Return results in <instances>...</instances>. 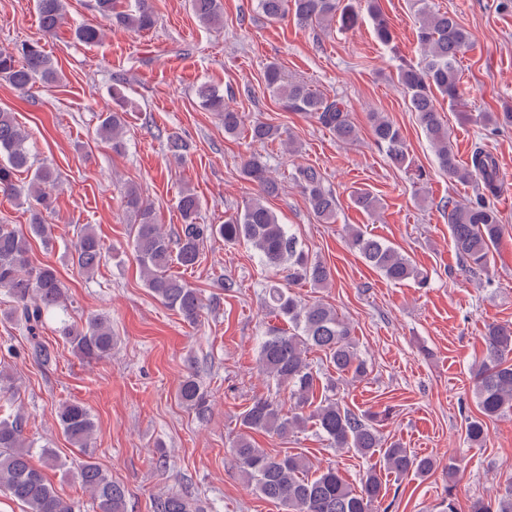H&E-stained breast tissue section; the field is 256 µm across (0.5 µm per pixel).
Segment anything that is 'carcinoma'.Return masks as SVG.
Segmentation results:
<instances>
[{
	"label": "carcinoma",
	"mask_w": 512,
	"mask_h": 512,
	"mask_svg": "<svg viewBox=\"0 0 512 512\" xmlns=\"http://www.w3.org/2000/svg\"><path fill=\"white\" fill-rule=\"evenodd\" d=\"M198 19L206 25L221 23L220 0H189ZM419 16L416 32L422 59L419 65H402L397 80L410 111L431 143L439 168L448 177L477 185L473 199L448 202V230L457 255L468 271L486 272L502 237L500 215L493 200L502 182L498 162L481 146L472 151L470 163L457 159L453 142L436 106L437 98L449 104L459 100L458 62L468 52L471 34L455 17L432 8L429 0H414ZM94 9L102 22L80 24L74 30L76 39L85 45L103 40L112 25L144 32L156 27L158 17L152 0H94ZM257 10L270 21L286 14L293 15L301 27L322 26L340 21L350 28L358 20L348 0H257ZM367 10L374 22L377 39L384 45L393 40L392 30L377 6L368 0ZM36 11L43 32L51 34L65 23L63 0H36ZM0 78L20 92L37 83L59 81L53 59L38 41H21L12 48H0ZM267 88L292 112H303L315 118L337 139L354 142L358 138L349 112L335 100H329L303 82L285 80L280 67L273 63L264 74ZM202 107L217 112L224 122V135L236 138L245 133L254 144L282 139L275 125L256 121L245 125L243 115L231 108L224 93L210 85L198 90ZM112 99L118 108L105 113L99 133L116 154L126 151L125 95L121 82L112 86ZM466 121L476 120L494 129L512 127V110L483 112L477 116L463 113ZM375 142L387 160L397 168H409L411 160L400 129L388 118L371 113ZM29 133L15 121L10 112L0 110V194L19 196L22 188L17 177L30 174L27 231L11 224H0V290L7 292L17 308L6 312L24 321L29 335L43 325L45 315L65 310L66 292L54 268L32 261L30 239L35 237L49 246L53 237L47 214L51 213L52 193L59 176L47 166H34L28 146ZM241 173L254 183L259 194L222 224L199 222L201 201L196 193L184 190L177 200L182 224L173 234L162 231L155 208L144 199L134 184L125 187L122 204L132 219V248L148 290L164 306L177 311L185 321L195 324L202 311L197 289L181 277L170 273L173 264L186 269L201 262L204 243L221 238L227 243L244 241L257 254L261 268L269 272H286V284L267 280L263 284L265 306L288 323V328L272 327L261 337L257 367L276 391L286 390L290 409H283L277 397L255 396L239 414L238 432L231 442L232 457L240 475L257 492L277 502L284 512H389L392 504H384L387 485L382 474L401 481L409 476L424 478L435 469L430 456H419L398 442H386L381 435L379 419L389 412L357 413L329 395L335 386L317 392L320 369L308 358L311 350L323 353L326 368L336 372V382L357 380L367 376L368 363L358 350L351 324L339 317L335 309L322 301L302 302L293 289L304 284L324 288L331 270L312 257L297 237L282 224L266 200L279 193L280 183L269 167L257 156L246 159ZM292 180L302 189L311 211L321 221L336 218V195L325 184L322 172L298 165ZM353 203L369 215L379 209L378 199L368 190L352 195ZM350 244L367 265L386 279L401 283L414 280L424 283L425 276L413 261L390 243L354 229ZM102 247L89 225L82 227L71 254L72 264L84 274L99 266ZM61 335L80 356L92 360L112 355L115 337L109 319L97 317L86 327L61 323ZM486 354L474 372V394L478 415L467 419L465 435L470 446L480 448L486 442V420L512 413V324H490L485 330ZM179 401L200 421H207L211 404L198 378L190 374L179 386ZM58 424L63 435L81 449L90 447L95 430L89 409L79 401L63 403L58 411ZM312 425L329 446L348 449L367 460L368 468L358 488L350 486L339 469L330 464L311 470L308 459L299 453H271L256 445L255 433L286 438ZM79 479L89 492L95 512H125V489L112 480L92 458L79 467ZM24 507V512H74L63 501L43 470L31 462L29 445L23 437V417L0 419V490ZM192 504L178 494H168L155 501L157 512H191ZM471 512H512V484L492 500L478 499Z\"/></svg>",
	"instance_id": "carcinoma-1"
}]
</instances>
